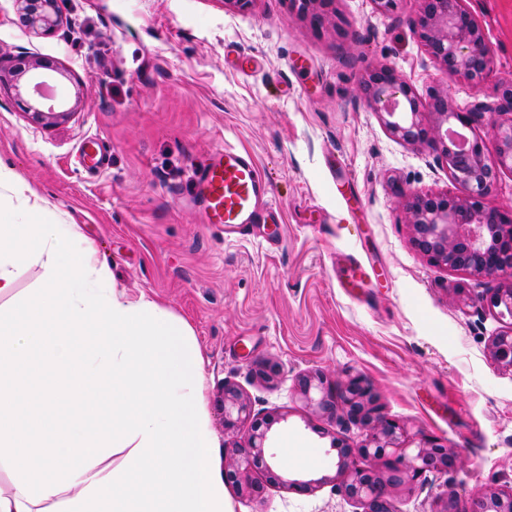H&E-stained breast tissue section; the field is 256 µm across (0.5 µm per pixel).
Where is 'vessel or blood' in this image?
Returning <instances> with one entry per match:
<instances>
[{
    "instance_id": "1",
    "label": "vessel or blood",
    "mask_w": 512,
    "mask_h": 512,
    "mask_svg": "<svg viewBox=\"0 0 512 512\" xmlns=\"http://www.w3.org/2000/svg\"><path fill=\"white\" fill-rule=\"evenodd\" d=\"M192 199L205 223L222 226L225 233L251 238L252 229L266 226L265 242L279 241L284 233L281 208L253 156L230 145L211 149L193 175ZM370 277L367 266L347 260L340 281L346 292L363 287Z\"/></svg>"
}]
</instances>
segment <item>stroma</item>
Masks as SVG:
<instances>
[{"instance_id":"obj_1","label":"stroma","mask_w":512,"mask_h":512,"mask_svg":"<svg viewBox=\"0 0 512 512\" xmlns=\"http://www.w3.org/2000/svg\"><path fill=\"white\" fill-rule=\"evenodd\" d=\"M492 49L487 79L447 77L409 20L417 0L382 13L372 0H336L321 27L291 0H65V23L45 35L0 0V68L51 65L57 99L77 102L46 127L30 107L47 102L0 88V163L34 191L29 205L0 194V223L28 211L35 224L79 225L118 291L146 297L192 328L207 380L206 410L219 448L248 426H224L219 399L236 385L270 422L267 444L288 450L309 490L268 484L248 499L225 484L234 512H357L335 488L338 447L358 446V425L324 420L296 391L298 375L365 379L380 413L409 434L438 438L459 467L398 490V512H434L440 498L512 487V371L489 344L511 321L481 303L494 280L434 263L412 242L404 208L416 194L456 193L428 149L384 127L359 92L362 75L387 67L422 102L447 88L457 110L495 105L512 81V0H467ZM254 57V73L235 67ZM98 139L109 164L88 169L81 147ZM249 151L282 209L275 247L228 240L180 203L209 149ZM378 281L346 293L344 256ZM276 363L267 382L257 363Z\"/></svg>"}]
</instances>
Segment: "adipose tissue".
<instances>
[{
  "label": "adipose tissue",
  "mask_w": 512,
  "mask_h": 512,
  "mask_svg": "<svg viewBox=\"0 0 512 512\" xmlns=\"http://www.w3.org/2000/svg\"><path fill=\"white\" fill-rule=\"evenodd\" d=\"M40 288L16 303L20 271ZM0 512H233L189 324L74 224H0Z\"/></svg>",
  "instance_id": "obj_1"
}]
</instances>
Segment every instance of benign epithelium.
<instances>
[{
	"label": "benign epithelium",
	"mask_w": 512,
	"mask_h": 512,
	"mask_svg": "<svg viewBox=\"0 0 512 512\" xmlns=\"http://www.w3.org/2000/svg\"><path fill=\"white\" fill-rule=\"evenodd\" d=\"M17 2L24 23L38 34H49L63 24L59 0ZM294 2L301 15L319 25L334 0ZM410 23L420 31L430 56L446 75L471 81L487 77L492 54L466 0H419L418 13ZM42 67L33 60L23 70L0 69V85L18 90L21 78L26 77L33 91L47 100L48 84L39 72ZM359 90L394 137L435 154L458 186L456 194H426L406 201L416 247L439 265L497 280L489 306L498 310L499 316L512 319V212L485 203L496 188L500 171H512V122L494 126L497 148L492 159L485 155L482 142L448 126L454 121L470 127L492 110L512 115V82L499 87L496 106L479 103L467 112L454 108L446 89L434 92L428 103H422L412 87L389 69L367 71ZM426 113L433 116L428 123L423 121ZM73 115L74 108L63 102L31 113L33 120L45 126ZM489 352L497 365L512 370V326L492 338ZM297 391L326 418L333 421L345 415L366 429V438L359 446L338 449L337 465L341 477L338 490L360 506L361 512H397L390 489L410 490L427 475L446 473L461 462L460 456L438 439L426 435L413 438L399 423L382 416L369 385L362 379L354 378L337 387L323 374L309 373L298 378ZM221 402L226 426L251 421L246 439L225 449L231 460L226 476L240 496L257 499L262 496L264 485L253 474L271 471L266 459L268 424L252 416L250 402L230 383L224 384ZM357 455L382 465V470L358 466ZM275 480L284 487L308 490L326 478L277 476ZM435 512H512V490L484 487L462 506L450 494Z\"/></svg>",
	"instance_id": "7a95c632"
}]
</instances>
